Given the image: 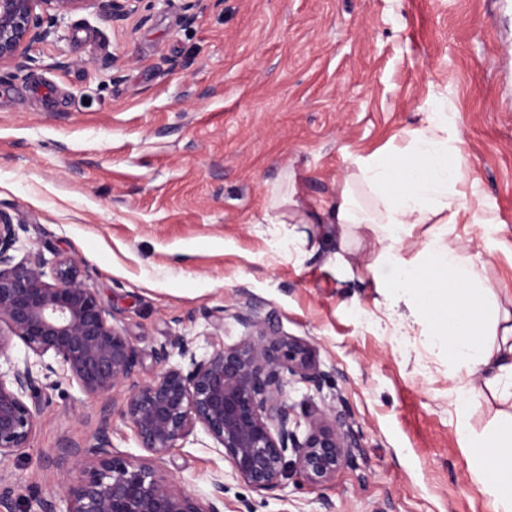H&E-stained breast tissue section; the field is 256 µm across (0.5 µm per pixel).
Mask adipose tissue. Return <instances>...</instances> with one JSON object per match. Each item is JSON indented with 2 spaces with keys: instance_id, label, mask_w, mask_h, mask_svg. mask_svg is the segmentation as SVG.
<instances>
[{
  "instance_id": "ef3b65f1",
  "label": "adipose tissue",
  "mask_w": 512,
  "mask_h": 512,
  "mask_svg": "<svg viewBox=\"0 0 512 512\" xmlns=\"http://www.w3.org/2000/svg\"><path fill=\"white\" fill-rule=\"evenodd\" d=\"M433 107L408 144L394 152L354 158L355 169L336 185L327 214L312 224H335L340 240L365 229L374 258L362 274L373 283L388 315L407 310L428 325L432 347L447 348L454 376L456 433L467 449L471 474L492 512H512V413L482 431L470 424L477 387L512 399V310L485 275L491 253L486 236L462 245L461 224L487 228L489 221L468 205L463 190L468 170L462 150H449ZM367 186L377 197L373 211L358 202L354 187ZM427 231L415 259L402 257L407 239L419 225Z\"/></svg>"
}]
</instances>
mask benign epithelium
I'll return each mask as SVG.
<instances>
[{"label": "benign epithelium", "mask_w": 512, "mask_h": 512, "mask_svg": "<svg viewBox=\"0 0 512 512\" xmlns=\"http://www.w3.org/2000/svg\"><path fill=\"white\" fill-rule=\"evenodd\" d=\"M89 0H0V62L47 40L65 17ZM112 18L135 12L139 0H109ZM22 225L0 212V458L23 454L37 427L38 392L62 368L81 393L123 391L121 417L147 455L114 451L107 420L93 442L67 450L73 476L62 489L65 512H222L224 476L199 497L162 472L164 457L201 428L222 450L234 474L256 491L280 485L286 457L306 484L324 488L362 447L345 413L311 405L297 413L288 388L320 389L328 374L311 343L279 333L252 307L236 313L249 332L237 344L212 343L197 355L195 338L175 335L152 350L161 366L148 381L135 377L141 350L85 284L79 263L62 253L21 260ZM27 349L13 360L14 340ZM180 362L170 363L172 350Z\"/></svg>", "instance_id": "benign-epithelium-1"}]
</instances>
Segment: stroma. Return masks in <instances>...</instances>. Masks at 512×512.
I'll use <instances>...</instances> for the list:
<instances>
[{"label":"stroma","mask_w":512,"mask_h":512,"mask_svg":"<svg viewBox=\"0 0 512 512\" xmlns=\"http://www.w3.org/2000/svg\"><path fill=\"white\" fill-rule=\"evenodd\" d=\"M32 55L0 64V210L26 249L82 261L142 349V381L168 337H195L200 355L214 331L236 344L235 312L256 307L327 374L290 403L342 410L362 444L326 490L290 473L255 492L201 431L167 474L203 497L223 472V512H489L456 434L447 349L420 318L391 336L344 265L368 251L341 248L332 225L289 223L273 199L293 177L304 212L323 208L354 156L404 147L441 104L471 204L509 227L487 232V277L511 300L512 0H141L122 21L90 0ZM41 405L30 449L0 460L21 512L60 494L65 445L89 444L102 415L117 451L143 454L121 399L60 374Z\"/></svg>","instance_id":"obj_1"}]
</instances>
